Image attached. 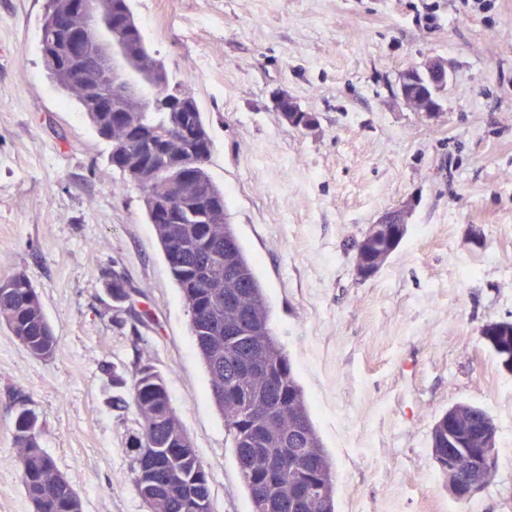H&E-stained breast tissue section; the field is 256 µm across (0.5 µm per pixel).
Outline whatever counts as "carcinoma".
<instances>
[{
	"instance_id": "obj_1",
	"label": "carcinoma",
	"mask_w": 512,
	"mask_h": 512,
	"mask_svg": "<svg viewBox=\"0 0 512 512\" xmlns=\"http://www.w3.org/2000/svg\"><path fill=\"white\" fill-rule=\"evenodd\" d=\"M122 5L135 28L132 50L138 66L151 73L161 64L149 51L130 0ZM69 30L46 12L40 44L49 51L63 46ZM52 81L75 96L96 132L106 139L109 160L142 191L146 214L189 316L193 346L208 375L213 402L224 418L240 479L253 512H336V470L311 416L290 358L274 333L272 309L255 263L231 224L224 190L207 172L213 141L198 103L176 112L172 101L185 92L181 83L146 92L150 104L141 112H99L64 67ZM447 65L429 59L405 83L406 93L421 104L434 102L447 85ZM200 180V195L176 197L183 179ZM235 320L240 331L224 333ZM0 325L31 355L50 359L56 337L38 292L23 273L0 277ZM262 361L271 379L248 373ZM138 431L131 444L135 486L148 512H214L209 476L172 407L163 375L138 360L132 369L129 400ZM14 465L34 512H83L75 490L59 484L54 459L40 446L37 417L17 401ZM141 448L156 449L157 461L144 462ZM437 463L448 465V415L431 431ZM306 480L316 489L294 502L288 482Z\"/></svg>"
}]
</instances>
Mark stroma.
I'll list each match as a JSON object with an SVG mask.
<instances>
[{
    "instance_id": "1",
    "label": "stroma",
    "mask_w": 512,
    "mask_h": 512,
    "mask_svg": "<svg viewBox=\"0 0 512 512\" xmlns=\"http://www.w3.org/2000/svg\"><path fill=\"white\" fill-rule=\"evenodd\" d=\"M45 3L0 0V275L30 279L57 338L43 360L0 325V512H34L12 464L18 398L83 512H147L136 415L112 385L139 356L165 377L215 512H252L143 194L43 66ZM132 9L203 113L208 173L335 463L336 512H512V373L481 334L512 322V0ZM430 57L448 65L432 117L398 93ZM281 94L317 127L289 126ZM407 200L398 249L359 277V242ZM116 274L132 303L113 301ZM462 402L497 426L494 477L466 503L449 496L430 447L435 421Z\"/></svg>"
}]
</instances>
